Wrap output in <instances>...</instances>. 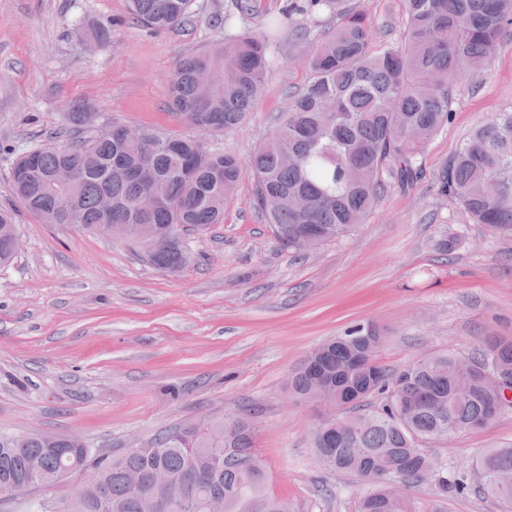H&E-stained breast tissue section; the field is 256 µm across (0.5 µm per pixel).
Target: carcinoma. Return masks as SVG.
<instances>
[{
	"mask_svg": "<svg viewBox=\"0 0 512 512\" xmlns=\"http://www.w3.org/2000/svg\"><path fill=\"white\" fill-rule=\"evenodd\" d=\"M129 2L131 15L154 33L189 20L190 0ZM403 2L404 35L394 43L377 40L366 15L347 0H292L283 18L326 7L336 12V30L314 48L310 81L290 96L278 128L246 167L195 138L142 128L125 140L121 125L91 131L77 103L68 113L67 143L19 154L10 172L13 193L43 224L104 235L114 224L128 225V242L167 272L183 267L185 233L224 223V206L246 175L282 248L304 251V227L314 234V249L343 237L366 223L385 192L421 178L420 156L452 117L456 82L480 76L512 27V0ZM280 25L247 28L180 57L171 107L215 135L234 131L258 98ZM62 166L74 173L66 186L52 181ZM436 181L438 195L472 223L512 232V112L473 131ZM146 191L163 201L148 214L136 206ZM15 232L13 211L0 208V266L14 258L7 240ZM360 332L314 350L313 363L295 370L288 387L300 399L310 394L336 406L342 389L355 390L350 404L339 405L340 419L315 431L313 448L329 468L371 485L359 512H410L407 500L388 496L390 483L405 474L413 485L431 474L421 443L482 429L499 416L492 374L512 370V336H490L468 356L450 352L389 372L377 361L379 344L363 353ZM378 395L380 408L364 407ZM474 466L477 491L511 507L512 486L500 487L494 477L512 471V446L480 449ZM84 469L95 479L54 512H141L139 491L125 481L131 470L147 485L158 473L185 483L208 475L168 512H207L213 495L224 497L225 512H290L270 491L254 428L243 418L174 427L119 455L101 454L74 436L0 435V498L7 501Z\"/></svg>",
	"mask_w": 512,
	"mask_h": 512,
	"instance_id": "carcinoma-1",
	"label": "carcinoma"
}]
</instances>
